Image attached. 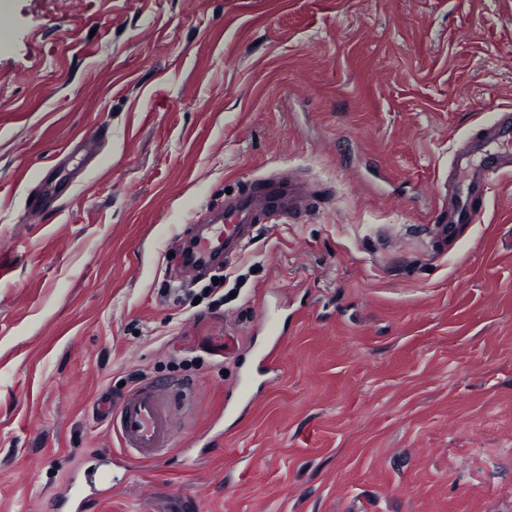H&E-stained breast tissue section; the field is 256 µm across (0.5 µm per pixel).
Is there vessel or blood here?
I'll return each instance as SVG.
<instances>
[{
    "instance_id": "b4317fda",
    "label": "vessel or blood",
    "mask_w": 512,
    "mask_h": 512,
    "mask_svg": "<svg viewBox=\"0 0 512 512\" xmlns=\"http://www.w3.org/2000/svg\"><path fill=\"white\" fill-rule=\"evenodd\" d=\"M105 136V130L99 129L73 145V153L81 157L78 172L88 171L97 162L98 145ZM511 165L512 113L505 111L452 155V188L438 196L428 218L432 238L448 245L455 241L457 228L480 223L490 175ZM56 172L53 164L44 170L33 191L32 210H42L76 186V178L62 181ZM319 196L318 188L285 175L269 174L251 180L226 197L223 207L200 216V233L179 237L183 273L195 277L219 270V258L236 256L247 243L253 225L299 221L317 208ZM282 321V314L262 310L260 330L264 341L253 358L255 378L231 392L224 406V425L215 430L214 439L232 430L237 411L250 407L261 388L277 379ZM189 392V387L173 381L152 380L129 390L119 401L101 398L95 412L118 437L119 448L89 455L81 481H68L63 491L51 498L50 512H85L89 502L106 496L113 487L106 465L126 470L136 463L165 460L178 433L175 401L186 398Z\"/></svg>"
}]
</instances>
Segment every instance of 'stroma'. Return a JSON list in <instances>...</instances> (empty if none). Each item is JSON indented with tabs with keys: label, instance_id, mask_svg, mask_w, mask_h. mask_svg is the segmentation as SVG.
Segmentation results:
<instances>
[{
	"label": "stroma",
	"instance_id": "stroma-1",
	"mask_svg": "<svg viewBox=\"0 0 512 512\" xmlns=\"http://www.w3.org/2000/svg\"><path fill=\"white\" fill-rule=\"evenodd\" d=\"M512 108V0H0V512H45L133 371L194 384L177 447L91 512H512V174L426 230L453 150ZM53 209L27 197L97 126ZM385 168L390 193L358 163ZM331 189L257 224L224 306L179 303L175 237L264 174ZM287 303L280 378L198 436ZM103 138H106L105 129H97L92 135L81 138L71 148V153L82 154V158L74 169V173L68 180L60 181L57 176V163H51L43 172L36 188L30 196H34L31 204L32 210L41 211L45 205L57 197L72 190L77 185L79 173L88 172L92 163L98 161V145Z\"/></svg>",
	"mask_w": 512,
	"mask_h": 512
}]
</instances>
